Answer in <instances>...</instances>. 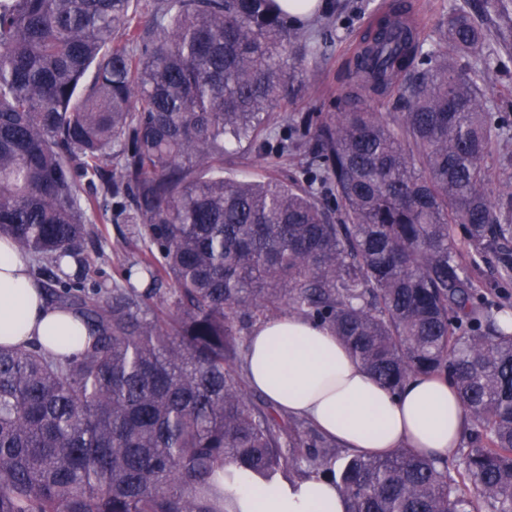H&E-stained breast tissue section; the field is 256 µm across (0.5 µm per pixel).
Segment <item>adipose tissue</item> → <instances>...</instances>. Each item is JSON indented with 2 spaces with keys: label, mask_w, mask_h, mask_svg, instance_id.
Instances as JSON below:
<instances>
[{
  "label": "adipose tissue",
  "mask_w": 512,
  "mask_h": 512,
  "mask_svg": "<svg viewBox=\"0 0 512 512\" xmlns=\"http://www.w3.org/2000/svg\"><path fill=\"white\" fill-rule=\"evenodd\" d=\"M30 264L0 240V347L38 346L63 359L91 342L79 314L49 304ZM250 386L279 412L310 422L354 453L380 457L402 448L431 457L458 447L468 426L463 402L447 379L415 374L390 392L327 329L299 316L258 324L244 363ZM237 512H346L331 478L310 474L233 487Z\"/></svg>",
  "instance_id": "1"
}]
</instances>
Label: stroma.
I'll return each mask as SVG.
<instances>
[{"mask_svg": "<svg viewBox=\"0 0 512 512\" xmlns=\"http://www.w3.org/2000/svg\"><path fill=\"white\" fill-rule=\"evenodd\" d=\"M419 25L424 42H431L438 22L455 11L464 0H403ZM332 11L311 19L303 27V35L319 47L316 58L306 64L302 79L307 95L283 100L277 112V136L287 138L289 150L279 158H268L258 152L241 149L225 157L224 171L236 180H261L286 172L301 175L305 168V149L299 148L291 128L307 112L332 113L336 99L349 86L354 58L349 49L359 43L369 20L378 15L383 0H334ZM90 234L82 250L90 262L89 282L118 281L133 269L138 248L129 238L130 227L91 217Z\"/></svg>", "mask_w": 512, "mask_h": 512, "instance_id": "35a3bbf8", "label": "stroma"}]
</instances>
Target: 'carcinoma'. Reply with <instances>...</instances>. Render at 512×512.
<instances>
[{
  "mask_svg": "<svg viewBox=\"0 0 512 512\" xmlns=\"http://www.w3.org/2000/svg\"><path fill=\"white\" fill-rule=\"evenodd\" d=\"M427 50L395 15L356 59L338 112L302 116L306 183L224 177L269 149L311 53L274 0H0V238L32 256L91 346L0 348V512H227L237 472L334 473L332 443L282 417L237 368L256 324L328 327L385 388L442 376L478 446L459 467L402 448L351 455L347 512H512V305L489 304L456 236L512 282V129L488 107L494 57L460 7ZM408 103L394 125L364 97ZM116 210L148 279L69 278L87 213Z\"/></svg>",
  "mask_w": 512,
  "mask_h": 512,
  "instance_id": "1",
  "label": "carcinoma"
}]
</instances>
